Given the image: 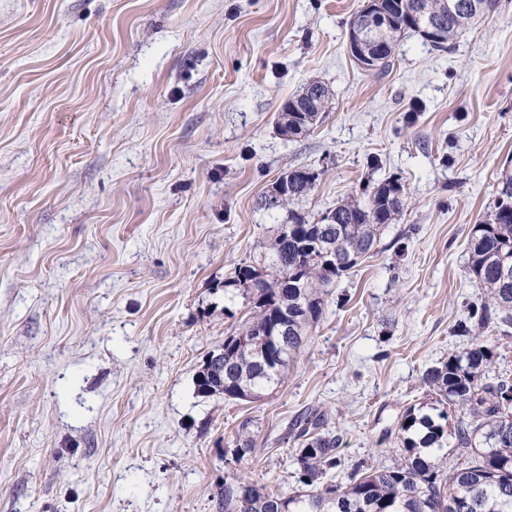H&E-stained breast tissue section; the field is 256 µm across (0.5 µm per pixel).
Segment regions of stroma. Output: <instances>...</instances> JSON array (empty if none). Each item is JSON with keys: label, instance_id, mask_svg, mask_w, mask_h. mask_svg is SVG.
I'll use <instances>...</instances> for the list:
<instances>
[{"label": "stroma", "instance_id": "35a3bbf8", "mask_svg": "<svg viewBox=\"0 0 512 512\" xmlns=\"http://www.w3.org/2000/svg\"><path fill=\"white\" fill-rule=\"evenodd\" d=\"M362 3L0 0V512H216L235 474L297 488L304 409L349 469L391 465L406 408L434 406L419 379L470 343L466 241L512 172V0L446 52L402 32L381 71L346 48ZM312 79L329 112L279 135ZM298 166L320 174L309 218L390 178L411 206L330 289L284 384L201 395L245 319L224 282L259 264L262 200Z\"/></svg>", "mask_w": 512, "mask_h": 512}]
</instances>
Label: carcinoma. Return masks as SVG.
I'll list each match as a JSON object with an SVG mask.
<instances>
[{"label":"carcinoma","instance_id":"carcinoma-1","mask_svg":"<svg viewBox=\"0 0 512 512\" xmlns=\"http://www.w3.org/2000/svg\"><path fill=\"white\" fill-rule=\"evenodd\" d=\"M416 0H373L372 12L382 15L370 33L387 44L386 52L369 69L390 64L402 31L409 29V11ZM439 14L442 26L436 37L423 42L445 51L450 42L475 19L493 11L497 0H481L478 12L452 11L448 0H423ZM332 93L319 104L295 95L288 111L278 113L280 135L289 139L308 133L329 111ZM304 167L284 173L300 184L275 214L288 212V237L277 225L272 236L260 242L265 279L252 283L253 265H242L224 288V296H242L249 304V317L239 331L224 337V357L232 372L224 374V387L196 377L197 392L213 388L228 400H239V390L249 388L251 398L281 386L290 363L305 347L309 332L323 317L325 296L337 280L349 274L363 258L376 253L381 236L396 223L408 205L404 184L397 191L376 186L360 196L348 197L311 221L296 209L312 189L306 188ZM467 272L485 288L480 301L467 308L460 323L471 342L462 351L427 368L420 385L437 395L432 412L410 406L398 425L400 454L388 467L355 465L347 481L335 482L328 473L342 466L340 438L326 431L321 413H302L291 431L298 481L293 493L268 488L248 477L224 481L215 500L217 512H449L448 502L461 512H512V385L489 376L495 344L488 333L512 331V277L501 276L502 261L512 263V176L502 182L495 209L473 225L467 239ZM288 323V358L280 360L264 332ZM457 411L453 433H448L449 411ZM452 449V453L444 449ZM454 456L448 461V456Z\"/></svg>","mask_w":512,"mask_h":512}]
</instances>
